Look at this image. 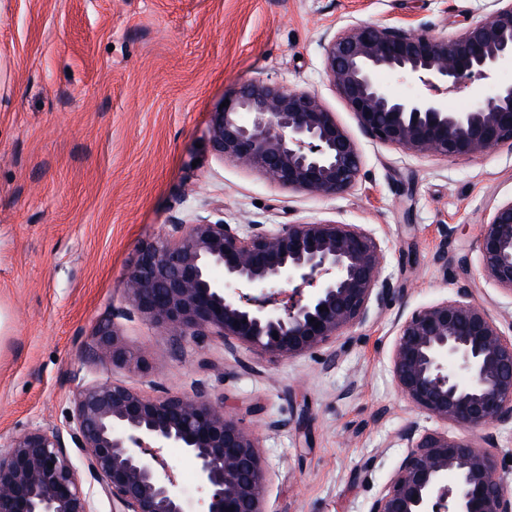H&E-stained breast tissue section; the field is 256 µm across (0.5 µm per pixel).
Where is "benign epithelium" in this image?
Segmentation results:
<instances>
[{"mask_svg": "<svg viewBox=\"0 0 512 512\" xmlns=\"http://www.w3.org/2000/svg\"><path fill=\"white\" fill-rule=\"evenodd\" d=\"M492 3L487 19L457 35L354 21L323 37L329 81L369 137L445 159L512 144V84L466 111L447 104L466 83L490 82L512 65V0ZM382 72L414 92L395 94L378 80ZM225 98L229 103L210 115L208 146L216 158L308 194L333 197L353 187L358 147L315 95L254 81ZM477 251L489 283L512 293V200L483 223ZM384 262L380 241L356 224L269 229L175 220L165 239L141 250L125 280L128 306L99 327L96 355L105 366L126 362L130 346L116 319L138 315L177 342L217 338L229 349L296 358L370 320L372 303L394 293L382 277ZM396 327L391 368L398 390L462 435L417 425L399 431L406 451L369 512H512L494 437L484 436L482 446L468 437L512 424V336L466 288L415 309ZM73 403L65 428L38 426L0 441V512H93L72 448L111 512H190L167 448L192 461L204 512H267L259 437L226 414L204 384L151 397L116 381H80Z\"/></svg>", "mask_w": 512, "mask_h": 512, "instance_id": "obj_1", "label": "benign epithelium"}]
</instances>
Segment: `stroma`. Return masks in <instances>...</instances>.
I'll return each instance as SVG.
<instances>
[{"label": "stroma", "instance_id": "stroma-1", "mask_svg": "<svg viewBox=\"0 0 512 512\" xmlns=\"http://www.w3.org/2000/svg\"><path fill=\"white\" fill-rule=\"evenodd\" d=\"M490 0H0V437L65 425L78 381L151 396L204 384L260 438L268 512H368L394 442L435 420L399 393L396 322L471 289L512 330V293L484 278L476 241L512 199V145L417 156L370 139L325 73L321 37L349 23L456 34ZM315 93L356 142L336 197L283 188L210 152L209 118L250 81ZM337 220L373 232L395 293L363 326L295 359L173 352L149 321H121L138 366H104L95 331L126 306L142 248L173 220ZM284 428L270 431V420Z\"/></svg>", "mask_w": 512, "mask_h": 512}]
</instances>
